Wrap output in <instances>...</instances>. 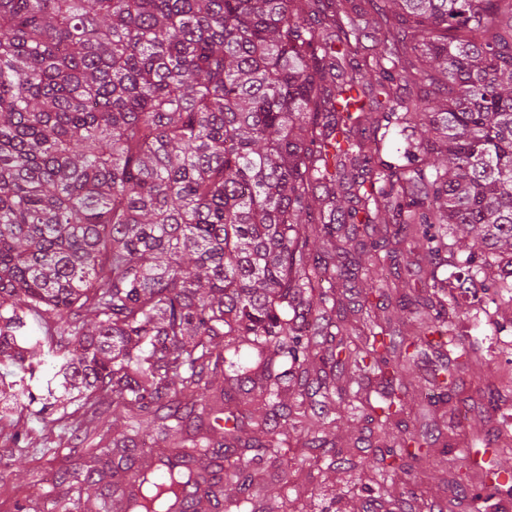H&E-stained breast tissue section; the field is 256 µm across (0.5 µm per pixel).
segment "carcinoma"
Returning <instances> with one entry per match:
<instances>
[{
  "instance_id": "cac0c4a2",
  "label": "carcinoma",
  "mask_w": 512,
  "mask_h": 512,
  "mask_svg": "<svg viewBox=\"0 0 512 512\" xmlns=\"http://www.w3.org/2000/svg\"><path fill=\"white\" fill-rule=\"evenodd\" d=\"M472 233L483 251L462 259L448 238ZM389 236L426 244L424 298L386 274L412 254ZM479 290L512 306V0H0V361H51L93 421L105 396L124 408L61 475L136 487L111 512H199L226 482L250 499L298 435L355 466L328 438L338 397L385 442L383 502L388 475L433 458L426 436L387 442L409 348L472 362L456 305ZM9 388L7 410L30 396ZM256 400L257 454L198 465ZM230 401L222 440L188 433ZM147 435L160 447L134 468ZM455 492L511 495L512 475Z\"/></svg>"
}]
</instances>
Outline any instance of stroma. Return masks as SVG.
Returning <instances> with one entry per match:
<instances>
[{
  "mask_svg": "<svg viewBox=\"0 0 512 512\" xmlns=\"http://www.w3.org/2000/svg\"><path fill=\"white\" fill-rule=\"evenodd\" d=\"M470 314L468 302L460 301L458 321L482 341L483 374L464 370L449 401L435 406L424 390L425 379L447 369L448 352L426 350L405 373L409 432H431L455 452L430 472L391 475L389 512L402 502L409 512H432L433 503L448 497L455 474L468 471L469 455H477L486 468L512 464V448L503 451L486 440L503 415H512V312L478 324L470 322ZM53 373L51 365L39 366L31 382L34 399L0 419V512H27L33 504L38 512H100L106 487L81 491L54 481L59 470L85 468L87 458L72 440L73 432L85 426L83 409L65 399L53 412L42 410L40 398ZM286 456L287 466L265 465L268 512H363L373 496L377 475L369 461L349 473L335 472L306 457L297 440Z\"/></svg>",
  "mask_w": 512,
  "mask_h": 512,
  "instance_id": "obj_1",
  "label": "stroma"
}]
</instances>
